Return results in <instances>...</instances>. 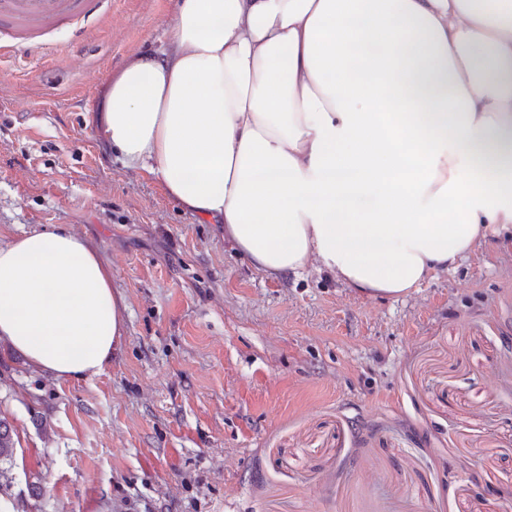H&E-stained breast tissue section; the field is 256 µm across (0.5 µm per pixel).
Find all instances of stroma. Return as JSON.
<instances>
[{
    "mask_svg": "<svg viewBox=\"0 0 512 512\" xmlns=\"http://www.w3.org/2000/svg\"><path fill=\"white\" fill-rule=\"evenodd\" d=\"M176 6L101 0L0 58V246L75 231L125 300L97 376L0 343V512H512V246L398 299L254 268L96 133ZM12 426L7 418L0 416V479H8V473L16 456V445Z\"/></svg>",
    "mask_w": 512,
    "mask_h": 512,
    "instance_id": "1",
    "label": "stroma"
}]
</instances>
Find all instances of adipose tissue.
I'll return each mask as SVG.
<instances>
[{"label":"adipose tissue","mask_w":512,"mask_h":512,"mask_svg":"<svg viewBox=\"0 0 512 512\" xmlns=\"http://www.w3.org/2000/svg\"><path fill=\"white\" fill-rule=\"evenodd\" d=\"M96 130L271 276L399 298L512 229V0H179ZM125 303L85 239L0 247V341L102 372Z\"/></svg>","instance_id":"adipose-tissue-1"}]
</instances>
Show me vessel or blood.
<instances>
[{
    "label": "vessel or blood",
    "instance_id": "vessel-or-blood-1",
    "mask_svg": "<svg viewBox=\"0 0 512 512\" xmlns=\"http://www.w3.org/2000/svg\"><path fill=\"white\" fill-rule=\"evenodd\" d=\"M97 0H0V29L22 33L69 24L92 13Z\"/></svg>",
    "mask_w": 512,
    "mask_h": 512
}]
</instances>
